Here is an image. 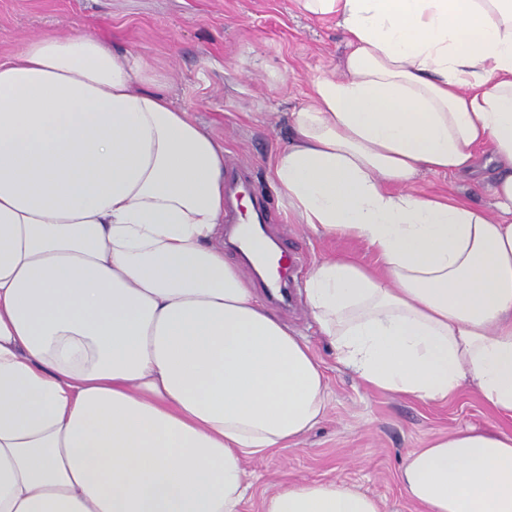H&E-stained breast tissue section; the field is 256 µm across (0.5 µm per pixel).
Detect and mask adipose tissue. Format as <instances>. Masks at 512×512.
Returning a JSON list of instances; mask_svg holds the SVG:
<instances>
[{"mask_svg": "<svg viewBox=\"0 0 512 512\" xmlns=\"http://www.w3.org/2000/svg\"><path fill=\"white\" fill-rule=\"evenodd\" d=\"M332 15L318 77L269 164L300 223L363 241L304 288L337 360L427 402L475 386L512 418V0H302ZM490 168L495 214L413 191ZM224 148L146 58L47 32L0 62V512H239L245 460L326 407L308 342L215 242ZM423 512H512V433L407 453ZM263 512H380L331 481Z\"/></svg>", "mask_w": 512, "mask_h": 512, "instance_id": "adipose-tissue-1", "label": "adipose tissue"}]
</instances>
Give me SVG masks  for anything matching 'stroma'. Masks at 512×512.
<instances>
[{"label":"stroma","instance_id":"1","mask_svg":"<svg viewBox=\"0 0 512 512\" xmlns=\"http://www.w3.org/2000/svg\"><path fill=\"white\" fill-rule=\"evenodd\" d=\"M46 31L98 33L120 56L152 59L174 106L223 145L229 168L249 175L255 193L269 198V232L299 256L292 298L276 310L322 363L326 411L287 449L246 461L251 487L241 512H262L265 496L304 479L341 481L375 497L382 512H419L397 481L409 451L467 426L512 432V419L494 413L470 385L439 402L366 386L337 362L303 304L301 289L320 259L374 261L359 240L299 224L269 180V160L287 143L288 115L307 102L311 79L342 74L346 44L333 16L310 14L301 0H0V61ZM414 189L492 207L480 175L426 173Z\"/></svg>","mask_w":512,"mask_h":512}]
</instances>
